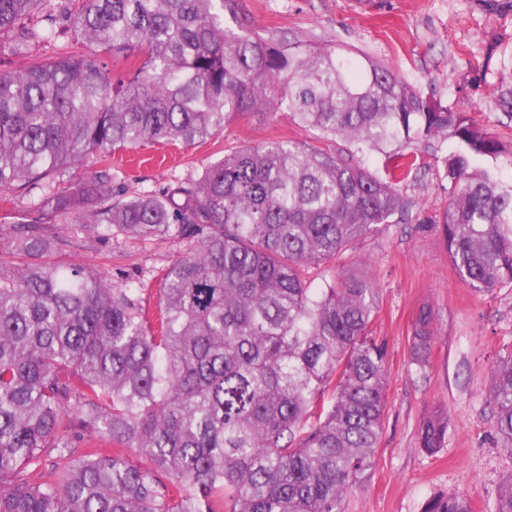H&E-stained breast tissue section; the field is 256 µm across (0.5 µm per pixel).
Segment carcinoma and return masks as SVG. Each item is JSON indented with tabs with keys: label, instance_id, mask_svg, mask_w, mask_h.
<instances>
[{
	"label": "carcinoma",
	"instance_id": "cac0c4a2",
	"mask_svg": "<svg viewBox=\"0 0 512 512\" xmlns=\"http://www.w3.org/2000/svg\"><path fill=\"white\" fill-rule=\"evenodd\" d=\"M48 0H0V54L48 39ZM86 43L0 72V191L41 190L0 262V512H344L371 478L388 399L366 279L308 285L382 224L407 213L419 144L452 139L448 205L434 220L459 280L512 287V184L473 167L506 154L467 111L425 100L392 67L344 48L257 31L239 0H75ZM41 13L32 26L19 21ZM231 18L234 25L226 23ZM112 54L114 69L103 55ZM287 111L320 140L242 145L158 192L112 178L115 151L191 145L256 110ZM91 171L72 184L79 162ZM72 236L165 237L185 246L143 288L49 262ZM431 308L413 328L426 367ZM494 433L512 451V353L491 369ZM448 410L419 447L443 448ZM134 451V463L124 450ZM423 512H472L458 494ZM491 512H512V475Z\"/></svg>",
	"mask_w": 512,
	"mask_h": 512
}]
</instances>
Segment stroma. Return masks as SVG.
<instances>
[{
  "label": "stroma",
  "mask_w": 512,
  "mask_h": 512,
  "mask_svg": "<svg viewBox=\"0 0 512 512\" xmlns=\"http://www.w3.org/2000/svg\"><path fill=\"white\" fill-rule=\"evenodd\" d=\"M263 34H294L352 48L394 67L421 96L471 113L483 128L512 144V111L498 96L512 87V0H241ZM58 33L28 57L0 56V69L68 52H84L67 17ZM300 140L346 153L343 140L317 142L284 112H250L213 139L179 148L149 144L115 153L112 173L130 191H159L196 175L233 148ZM453 140L422 148L424 166L402 186L410 201L405 220L380 225L353 253L323 265L314 287L332 278L359 277L379 293L374 336L389 363L388 414L373 475L350 494L345 512H421L432 497L461 494L473 512H491L497 487L512 474V451L493 440L494 410L487 398L490 368L512 352V288L477 293L457 278L434 219L448 203L442 189L444 157ZM33 196L0 192V260L13 262L11 226ZM180 251L169 239L122 235L108 242L80 238L56 253L116 284L145 285L156 300L157 279ZM433 312L435 342L425 372L411 363L412 324L422 306ZM447 408L444 448L427 455L417 442L432 407Z\"/></svg>",
  "instance_id": "obj_1"
}]
</instances>
